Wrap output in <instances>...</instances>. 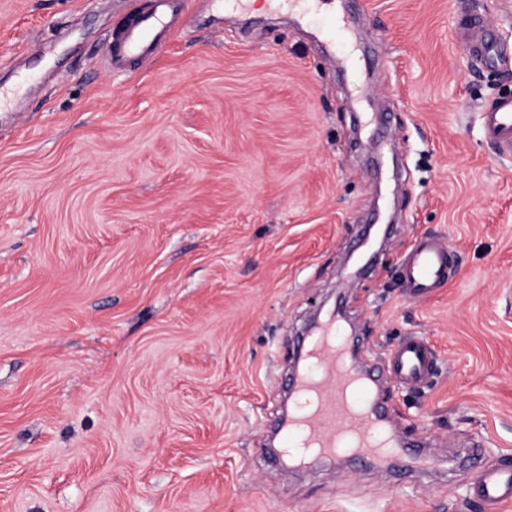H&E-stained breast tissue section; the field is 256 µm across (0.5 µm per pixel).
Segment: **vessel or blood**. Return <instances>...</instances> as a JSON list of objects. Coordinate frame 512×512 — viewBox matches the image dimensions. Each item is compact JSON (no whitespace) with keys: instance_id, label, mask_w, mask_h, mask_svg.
<instances>
[{"instance_id":"vessel-or-blood-1","label":"vessel or blood","mask_w":512,"mask_h":512,"mask_svg":"<svg viewBox=\"0 0 512 512\" xmlns=\"http://www.w3.org/2000/svg\"><path fill=\"white\" fill-rule=\"evenodd\" d=\"M187 0H154V7L117 41L107 46L113 67L152 57L171 31V13L185 9ZM485 22L469 15L460 30L462 42L474 49L483 46ZM483 132L499 153L512 155V97L499 98L481 115ZM452 265L447 246L430 239L415 245L403 270L412 297L428 296L447 277ZM305 369L290 380L299 400L297 410L281 424L282 445L301 449L303 457H352L385 461L408 458L413 468L428 469L430 457L396 441L383 423L386 408L378 400L379 380L361 373L352 364L353 350L338 335L336 323L324 324L304 345ZM394 382L415 387L426 382L437 367L429 344L409 336L389 353ZM489 507L512 502V468L488 465L474 487Z\"/></svg>"}]
</instances>
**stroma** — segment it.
<instances>
[{
    "label": "stroma",
    "mask_w": 512,
    "mask_h": 512,
    "mask_svg": "<svg viewBox=\"0 0 512 512\" xmlns=\"http://www.w3.org/2000/svg\"><path fill=\"white\" fill-rule=\"evenodd\" d=\"M151 0H0V512H488L473 438L512 465V157L481 114L512 70L456 36L463 8L512 52V0H349L373 57L333 58L321 16L189 0L120 70L114 31ZM392 225L351 274L367 225ZM437 238L447 283L400 276ZM386 385L429 472L273 462L297 338L321 304ZM391 379L406 387L426 382L437 367L434 351L419 336H407L389 353Z\"/></svg>",
    "instance_id": "obj_1"
}]
</instances>
